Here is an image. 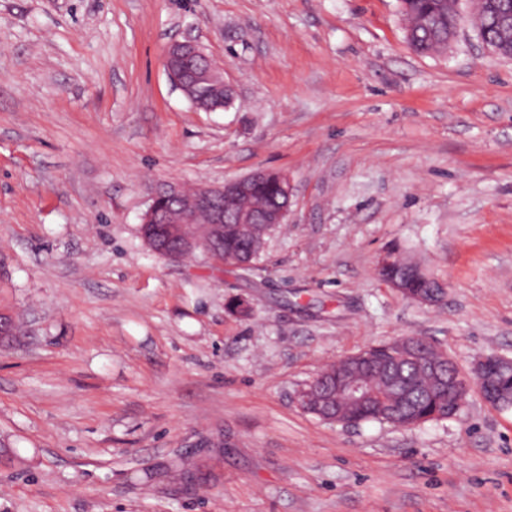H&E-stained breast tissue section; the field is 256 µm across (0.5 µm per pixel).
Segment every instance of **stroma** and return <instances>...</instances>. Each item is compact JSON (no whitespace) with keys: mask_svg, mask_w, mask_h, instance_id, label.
Here are the masks:
<instances>
[{"mask_svg":"<svg viewBox=\"0 0 512 512\" xmlns=\"http://www.w3.org/2000/svg\"><path fill=\"white\" fill-rule=\"evenodd\" d=\"M459 7L420 55L399 0H0V512H512V409L473 392L404 428L296 402L403 336L465 372L512 358V60ZM186 38L230 107L171 83ZM259 168L292 205L252 270L144 245L155 186ZM389 250L444 300L382 282Z\"/></svg>","mask_w":512,"mask_h":512,"instance_id":"1","label":"stroma"}]
</instances>
